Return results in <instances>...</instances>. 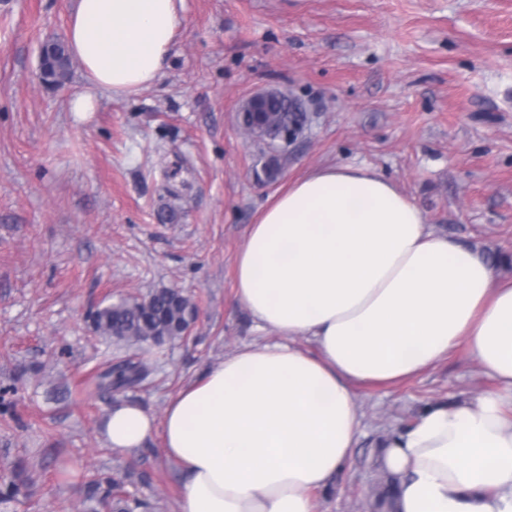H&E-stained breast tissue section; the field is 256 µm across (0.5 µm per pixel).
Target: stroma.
I'll return each instance as SVG.
<instances>
[{
	"mask_svg": "<svg viewBox=\"0 0 512 512\" xmlns=\"http://www.w3.org/2000/svg\"><path fill=\"white\" fill-rule=\"evenodd\" d=\"M75 0H0V512H92L88 485L116 476L152 512H178L182 478L160 435L135 453L102 433L123 400H168L237 349L271 342L235 297L250 224L288 182L327 163L377 168L439 234L496 258L512 279V0H181L158 82L91 91L80 62L60 88L39 47L64 37ZM281 90L307 120L266 180L270 149L237 114ZM159 288L191 298L188 338L153 349L144 384L109 396L94 374L138 354L93 313ZM498 383L464 347L425 372L356 388L353 454L315 512H376L385 436L430 402Z\"/></svg>",
	"mask_w": 512,
	"mask_h": 512,
	"instance_id": "stroma-1",
	"label": "stroma"
}]
</instances>
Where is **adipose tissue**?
Returning <instances> with one entry per match:
<instances>
[{
	"label": "adipose tissue",
	"instance_id": "ef3b65f1",
	"mask_svg": "<svg viewBox=\"0 0 512 512\" xmlns=\"http://www.w3.org/2000/svg\"><path fill=\"white\" fill-rule=\"evenodd\" d=\"M180 25L178 0H77L66 36L93 88L128 96L160 77ZM235 281L278 342L226 356L162 421L123 402L102 425L123 452L160 433L183 472L180 512H314L311 492L360 432L355 388L418 375L458 343L512 388V282L434 232L373 167L291 181L252 225ZM381 464L400 481L397 512H512V416L498 392L428 404L389 436Z\"/></svg>",
	"mask_w": 512,
	"mask_h": 512
}]
</instances>
